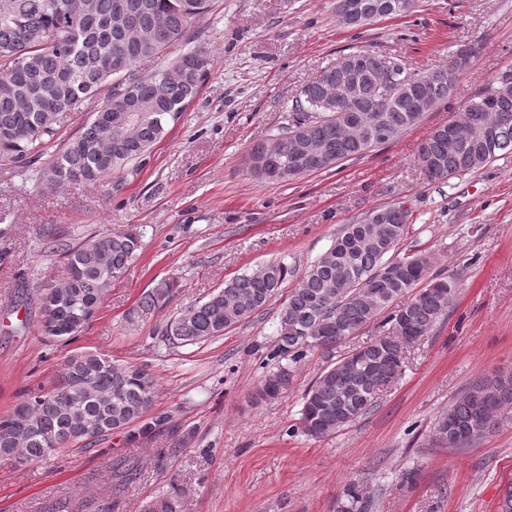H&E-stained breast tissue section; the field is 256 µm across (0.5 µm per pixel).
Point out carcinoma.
Returning a JSON list of instances; mask_svg holds the SVG:
<instances>
[{
  "instance_id": "obj_1",
  "label": "carcinoma",
  "mask_w": 512,
  "mask_h": 512,
  "mask_svg": "<svg viewBox=\"0 0 512 512\" xmlns=\"http://www.w3.org/2000/svg\"><path fill=\"white\" fill-rule=\"evenodd\" d=\"M212 0H0V163L42 162L38 174L54 187L70 181L104 184L165 136L196 98L210 66L197 46L149 74L142 62L162 57L209 11ZM386 16L415 8V0H364ZM133 26L129 52L118 48L121 33ZM353 69H323L293 99L288 123L251 152L276 156L278 168L248 166L262 181H292L312 170L292 165L305 151L327 157L318 170L368 153L360 132L378 119L390 127L389 140L416 126L426 113L448 100L443 74L451 65L412 75L398 55L369 49L351 52ZM395 61L394 94L382 104L376 72ZM499 74L462 107L459 117L436 127L418 147L415 163L430 181L445 183L483 169L503 152H512V67ZM109 84L110 95L91 113L81 131L54 149L59 116L89 104ZM477 108L495 144L484 151L468 109ZM386 208L344 225L329 248L299 276L279 311L271 357L278 362L258 390L264 400L288 388L289 366L312 348L329 349L382 319L387 332L364 342L327 366L303 398L299 429L309 438L335 433L373 406L382 387L402 370L411 342L430 331L456 297L459 285L433 271L431 257L418 250L399 254L409 234L408 211L382 221ZM45 248L66 260L61 283L42 282L35 290L41 332L49 340L70 341L99 312L112 282L129 269L142 248L136 231L90 233L71 244L53 229L43 233ZM293 271L269 262L224 283L168 321L161 341L199 344L251 318L276 298ZM177 282L164 279L147 291L132 317L148 318L174 293ZM411 297L401 306L394 302ZM157 387L144 368L92 351L63 356L53 385L30 389L9 413L0 416V462L15 467L48 460L78 446L93 451L107 437L127 431L135 441L164 426L168 416L151 418ZM512 405V372L482 378L448 409L435 426V443L458 448L481 439L496 414ZM138 428L129 430L130 425ZM372 502L349 485L338 512H369ZM168 495L154 499L148 512H177Z\"/></svg>"
}]
</instances>
